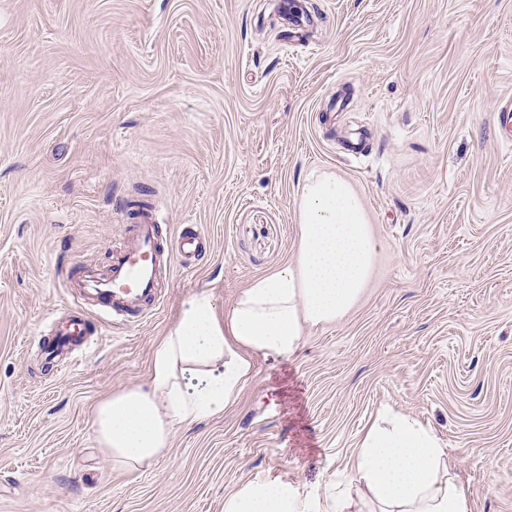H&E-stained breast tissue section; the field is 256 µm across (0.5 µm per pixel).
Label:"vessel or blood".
<instances>
[{
  "instance_id": "1",
  "label": "vessel or blood",
  "mask_w": 512,
  "mask_h": 512,
  "mask_svg": "<svg viewBox=\"0 0 512 512\" xmlns=\"http://www.w3.org/2000/svg\"><path fill=\"white\" fill-rule=\"evenodd\" d=\"M128 241L112 252V269L98 276L84 270L82 261H73L72 274L66 275L70 296L76 307L96 314L103 325L115 330L143 321L159 310L162 303V276H173L174 264L191 269L201 253L202 231L180 232L162 239V227L155 211L141 212L130 227ZM48 364L75 366L73 352L83 347L94 350L99 340L80 315L59 325L41 339Z\"/></svg>"
}]
</instances>
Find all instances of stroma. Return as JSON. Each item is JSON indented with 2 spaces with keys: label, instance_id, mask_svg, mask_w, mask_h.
<instances>
[{
  "label": "stroma",
  "instance_id": "1",
  "mask_svg": "<svg viewBox=\"0 0 512 512\" xmlns=\"http://www.w3.org/2000/svg\"><path fill=\"white\" fill-rule=\"evenodd\" d=\"M0 0V512H224L251 481L320 490L392 406L429 426L469 512H512V0ZM363 134L361 153L344 138ZM332 171L375 238L370 281L224 414L137 472L94 405L146 385L183 302L232 305L296 256L297 199ZM208 234L160 311L44 364L76 310L72 258L106 273L132 202Z\"/></svg>",
  "mask_w": 512,
  "mask_h": 512
}]
</instances>
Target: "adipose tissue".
Returning a JSON list of instances; mask_svg holds the SVG:
<instances>
[{"label": "adipose tissue", "instance_id": "adipose-tissue-1", "mask_svg": "<svg viewBox=\"0 0 512 512\" xmlns=\"http://www.w3.org/2000/svg\"><path fill=\"white\" fill-rule=\"evenodd\" d=\"M296 220L294 263L254 279L223 313L211 293L189 297L157 344L147 387L96 404L91 430L113 465L135 472L166 456L178 429L236 404L256 357L292 355L307 328L334 323L356 304L375 256L358 193L335 173L312 174ZM350 480L352 489L331 483L313 495L250 482L225 497L224 512H469L435 432L390 407L362 435Z\"/></svg>", "mask_w": 512, "mask_h": 512}]
</instances>
